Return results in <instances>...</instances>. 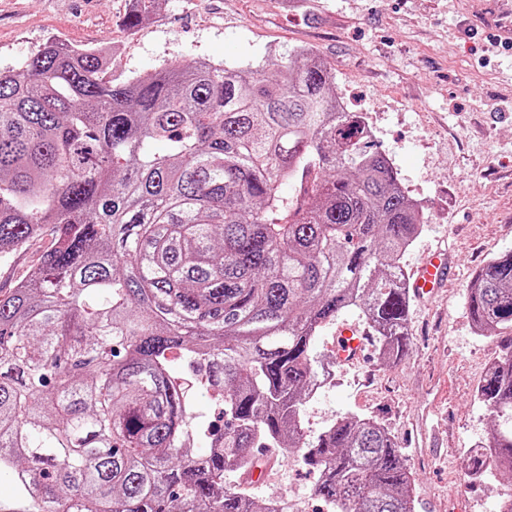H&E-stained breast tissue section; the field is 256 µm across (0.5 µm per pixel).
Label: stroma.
Returning a JSON list of instances; mask_svg holds the SVG:
<instances>
[{
	"label": "stroma",
	"instance_id": "35a3bbf8",
	"mask_svg": "<svg viewBox=\"0 0 512 512\" xmlns=\"http://www.w3.org/2000/svg\"><path fill=\"white\" fill-rule=\"evenodd\" d=\"M131 0H0V70L52 40L112 50L126 81L168 61L240 69L312 49L336 76L338 96L367 113L380 150L429 222L405 256L450 253L441 296L410 308L412 349L399 361L334 365V381L307 400L303 423L319 433L357 413L383 424L415 475V512H499L512 489L499 471L470 480L462 465L485 441L491 416L476 399L495 353L466 308L488 260L512 251V40L498 35L495 0H159L137 31ZM52 225L0 262V289L26 276L53 241ZM317 476L296 453L278 454L261 503L285 496L296 512H323Z\"/></svg>",
	"mask_w": 512,
	"mask_h": 512
}]
</instances>
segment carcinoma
Listing matches in <instances>:
<instances>
[{
	"mask_svg": "<svg viewBox=\"0 0 512 512\" xmlns=\"http://www.w3.org/2000/svg\"><path fill=\"white\" fill-rule=\"evenodd\" d=\"M155 5L135 0L125 26ZM108 56L51 41L0 71V257L57 226L0 294V475L23 512H289L224 488L267 465L258 445L297 450L328 512H413L384 426L302 422L328 372L312 343L339 314L359 311L384 361L412 347L404 257L428 216L367 114L307 48L126 82ZM467 305L500 342L477 389L495 424L465 467L512 475L511 252L477 271ZM206 395L224 433L194 455ZM222 405L214 396L197 397L194 401V411L201 419H208L218 428H224Z\"/></svg>",
	"mask_w": 512,
	"mask_h": 512,
	"instance_id": "carcinoma-1",
	"label": "carcinoma"
}]
</instances>
